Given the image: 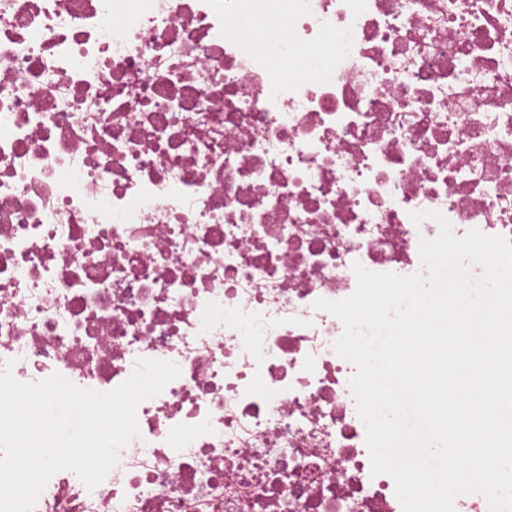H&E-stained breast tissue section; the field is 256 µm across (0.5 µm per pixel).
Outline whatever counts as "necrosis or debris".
Returning <instances> with one entry per match:
<instances>
[{
	"instance_id": "necrosis-or-debris-1",
	"label": "necrosis or debris",
	"mask_w": 512,
	"mask_h": 512,
	"mask_svg": "<svg viewBox=\"0 0 512 512\" xmlns=\"http://www.w3.org/2000/svg\"><path fill=\"white\" fill-rule=\"evenodd\" d=\"M425 210L512 240V0H0V370L181 369L33 512H402L313 304Z\"/></svg>"
}]
</instances>
